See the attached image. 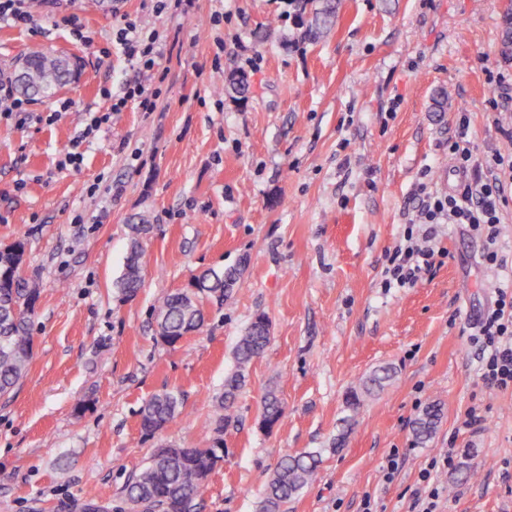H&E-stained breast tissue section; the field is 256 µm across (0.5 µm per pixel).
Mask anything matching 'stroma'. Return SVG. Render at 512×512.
I'll return each mask as SVG.
<instances>
[{
    "label": "stroma",
    "mask_w": 512,
    "mask_h": 512,
    "mask_svg": "<svg viewBox=\"0 0 512 512\" xmlns=\"http://www.w3.org/2000/svg\"><path fill=\"white\" fill-rule=\"evenodd\" d=\"M279 2L185 0L159 16L151 0H30L32 27L0 26V68L32 51L79 60L69 84L33 101L58 111L53 124L0 123V249L24 240V273L40 288L29 369L0 396V512L95 501L111 512L152 448L204 447L236 341L261 313L270 344L236 401L202 512H257L287 450L319 457L288 512H363L367 497L377 512H411L421 470L451 443L459 464L437 476L440 512H512V390L483 384L470 342L472 316L512 282V203L506 270L483 265L482 241L452 224L416 287L379 286L415 183L450 164L460 115L479 153L512 154V117L496 116L488 79L512 74L501 44L512 0H340L317 39ZM127 21L169 37L153 112L112 109L137 77L113 36ZM90 110L111 119L82 142ZM75 147L77 169L63 163ZM142 216L156 229L143 285L123 301L128 226ZM242 259L240 285L224 305L205 303L200 332L173 347L157 336L165 295ZM383 366L392 382L349 410L350 389ZM271 389L286 409L268 431L260 400ZM164 390L181 392L184 409L144 435L140 409ZM430 403L443 418L422 445L412 423ZM473 404L484 424L459 431ZM393 448L403 464L387 482Z\"/></svg>",
    "instance_id": "35a3bbf8"
}]
</instances>
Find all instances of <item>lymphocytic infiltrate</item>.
I'll return each mask as SVG.
<instances>
[{
	"label": "lymphocytic infiltrate",
	"instance_id": "obj_1",
	"mask_svg": "<svg viewBox=\"0 0 512 512\" xmlns=\"http://www.w3.org/2000/svg\"><path fill=\"white\" fill-rule=\"evenodd\" d=\"M125 53L139 77L127 83L123 95L112 105L111 112L121 111L127 101H138L142 111L157 108L159 84L167 76L161 68L164 57L163 39L158 31H143L130 22L116 33ZM469 121L460 117V132L449 141L448 153L465 180L460 189L445 193L433 187L431 179L419 181L413 191L415 206L405 216L407 227L402 239L389 251L381 286L385 289L412 288L428 272L440 252L439 228L444 224H463L484 240L482 264L500 266L496 249L500 234L502 208L512 198V155L493 152L480 157L474 154L467 138ZM471 341L479 351L480 376L488 384L512 388V289L496 290L493 304L475 323ZM457 459L456 448L446 449L440 465H428L420 475L415 492L414 512H438L440 489L435 481L437 468L452 469Z\"/></svg>",
	"mask_w": 512,
	"mask_h": 512
}]
</instances>
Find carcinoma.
Here are the masks:
<instances>
[{"instance_id":"carcinoma-1","label":"carcinoma","mask_w":512,"mask_h":512,"mask_svg":"<svg viewBox=\"0 0 512 512\" xmlns=\"http://www.w3.org/2000/svg\"><path fill=\"white\" fill-rule=\"evenodd\" d=\"M297 20L303 21L307 7L315 5L311 21L327 24L336 13L337 0H296ZM29 83L20 91L30 96H46L65 85L78 68L70 57L41 53L27 56ZM154 230L151 224L130 225V238L123 272L117 282L122 298L136 296L142 284L143 239ZM25 242L18 240L0 250V396L10 393L26 374L33 356L32 316L39 297L38 289L22 274ZM246 263L226 269L209 268L195 277L192 291L168 294L154 309L160 337L176 345L187 334L203 327L201 299L224 304L240 283ZM271 340L268 318L257 315L247 326L234 350L235 368L224 377L218 397L222 414L215 420L205 448H181L171 445L153 449L149 461L127 480L125 502L142 512H200L209 475L224 461V428L235 421L234 406L245 385L251 364L261 358ZM394 378L392 370L381 367L368 375L347 398L348 407L358 409L363 402L383 390ZM262 427L270 430L284 413L281 398L274 390L261 400ZM178 393L170 390L152 395L139 412L143 433L152 436L163 430L182 411ZM441 420V408L425 406L414 421L413 431L419 443L429 441ZM318 463L312 452H284L265 484L260 512H283V507L311 482Z\"/></svg>"}]
</instances>
